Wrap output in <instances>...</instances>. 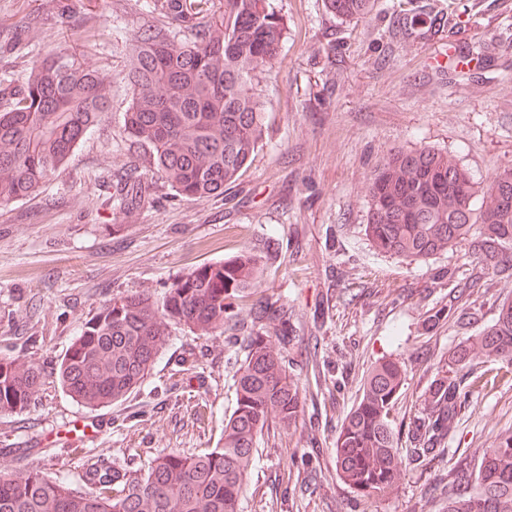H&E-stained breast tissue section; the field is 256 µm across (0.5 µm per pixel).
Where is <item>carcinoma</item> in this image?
Wrapping results in <instances>:
<instances>
[{"label": "carcinoma", "instance_id": "cac0c4a2", "mask_svg": "<svg viewBox=\"0 0 512 512\" xmlns=\"http://www.w3.org/2000/svg\"><path fill=\"white\" fill-rule=\"evenodd\" d=\"M342 20L369 16L374 0H324ZM194 0H141L187 31L148 28L128 46L124 79L132 97L124 122L153 155L154 174L192 199L224 193L262 140L260 65L278 60L285 23L270 0H224L206 15ZM96 72L65 51L29 67L0 98V205L28 197L66 161L108 112ZM365 233L380 252L410 261L434 258L479 229L484 260L512 263V171L476 186L454 156L431 149L401 151L372 177ZM263 252L247 249L188 272L159 298L148 292L107 300L83 324L55 369L61 389L88 406L127 399L144 383L171 328L199 336L224 329L251 295ZM271 344L256 333L236 372V405L213 448L186 455L161 451L146 468L90 465L86 489L37 471L0 476V512H239L255 465L258 438L284 430L301 411L297 378L288 371V337ZM477 353L512 361V301L474 339ZM406 381L392 360L375 364L342 420L336 471L361 496L377 498L401 476L394 416ZM42 385L41 369L19 356L0 357V412L19 413ZM462 407L460 382L437 374L408 433L427 460L444 445ZM448 512H512V433L485 450L478 464L463 458L443 486Z\"/></svg>", "mask_w": 512, "mask_h": 512}]
</instances>
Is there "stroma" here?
<instances>
[{"label": "stroma", "mask_w": 512, "mask_h": 512, "mask_svg": "<svg viewBox=\"0 0 512 512\" xmlns=\"http://www.w3.org/2000/svg\"><path fill=\"white\" fill-rule=\"evenodd\" d=\"M273 5L286 35L279 63L257 74L263 138L223 195L187 200L153 177L149 149L124 126L125 47L163 17L138 0H0V77L20 82L34 61L66 49L99 72L110 98L37 195L0 205V356H24L43 373L23 412H0V474L39 471L79 488L90 461L136 470L165 448L214 447L235 406L257 300L288 316L266 326L286 329L303 402L295 425L260 437L240 512H445L433 486L458 459H479L512 432V365L451 360L512 300V268H484L469 239L411 262L377 251L365 234L370 179L395 152H448L481 184L512 170V0H377L359 21L329 13L324 0ZM414 11L434 25L393 41L399 18ZM90 27L103 37L86 41ZM482 43L483 67H455L460 50ZM130 173L148 188L123 208L113 194ZM246 248L267 259L235 325L211 336L173 328L126 400L92 409L57 385V361L105 301L161 296L194 268ZM441 270L449 279H438ZM474 274L477 292L450 302L452 287ZM448 305L447 322L428 329ZM383 360L406 370L400 431L438 372L459 380L465 405L438 457L423 465L403 449L398 482L367 501L337 475L335 443L365 372Z\"/></svg>", "instance_id": "35a3bbf8"}]
</instances>
